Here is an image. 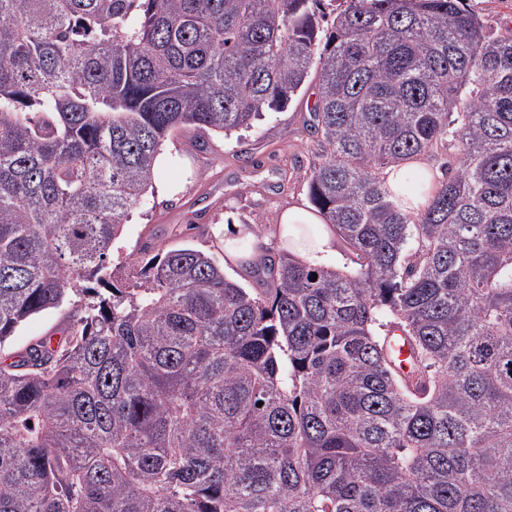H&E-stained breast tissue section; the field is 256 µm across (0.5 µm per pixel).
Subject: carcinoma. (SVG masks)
Listing matches in <instances>:
<instances>
[{
	"label": "carcinoma",
	"instance_id": "carcinoma-1",
	"mask_svg": "<svg viewBox=\"0 0 512 512\" xmlns=\"http://www.w3.org/2000/svg\"><path fill=\"white\" fill-rule=\"evenodd\" d=\"M0 0V512H512V37L464 0ZM318 81L351 272L112 262L179 130ZM458 145L417 216L393 164ZM316 281H311V278ZM407 337L412 377L392 366ZM70 309H50L31 318L27 323L21 326L9 344V348L18 350L23 344L34 337L44 334L57 332L55 336H61L59 333L67 323V313Z\"/></svg>",
	"mask_w": 512,
	"mask_h": 512
}]
</instances>
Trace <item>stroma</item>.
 Wrapping results in <instances>:
<instances>
[{"mask_svg": "<svg viewBox=\"0 0 512 512\" xmlns=\"http://www.w3.org/2000/svg\"><path fill=\"white\" fill-rule=\"evenodd\" d=\"M318 96L309 80L282 112L238 135L173 132L162 147L165 166L156 168L153 189L135 206L114 258L187 245L216 260L224 258L223 224L270 231L276 214L308 202L309 177L319 148L309 133Z\"/></svg>", "mask_w": 512, "mask_h": 512, "instance_id": "stroma-1", "label": "stroma"}]
</instances>
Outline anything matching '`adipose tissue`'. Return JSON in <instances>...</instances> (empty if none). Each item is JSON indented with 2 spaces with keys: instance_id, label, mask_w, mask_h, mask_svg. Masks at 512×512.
I'll return each instance as SVG.
<instances>
[{
  "instance_id": "adipose-tissue-1",
  "label": "adipose tissue",
  "mask_w": 512,
  "mask_h": 512,
  "mask_svg": "<svg viewBox=\"0 0 512 512\" xmlns=\"http://www.w3.org/2000/svg\"><path fill=\"white\" fill-rule=\"evenodd\" d=\"M405 165H394L384 173V187L393 202L404 212L419 214L431 202V189L410 190L405 181ZM277 225L270 233L253 236L251 258L263 257L266 249L291 254L305 264L322 265L336 251V235L313 208L296 203L278 213Z\"/></svg>"
}]
</instances>
